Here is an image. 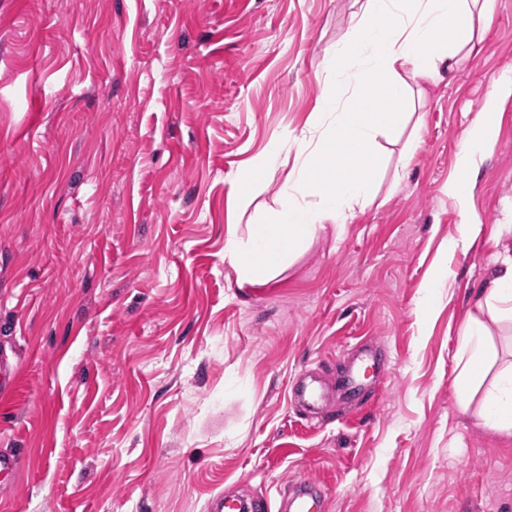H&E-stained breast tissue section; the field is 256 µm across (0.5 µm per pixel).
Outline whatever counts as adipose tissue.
I'll use <instances>...</instances> for the list:
<instances>
[{
	"label": "adipose tissue",
	"instance_id": "1",
	"mask_svg": "<svg viewBox=\"0 0 512 512\" xmlns=\"http://www.w3.org/2000/svg\"><path fill=\"white\" fill-rule=\"evenodd\" d=\"M494 0H363L349 39L325 63L326 89L311 121L280 139L245 168L240 194L271 173L281 152L296 167L278 209L256 220L247 236L228 228L224 260L242 281L266 279L325 225L344 228L371 198L378 138L395 132L420 76L453 75L488 28ZM496 114L483 112L463 139L458 163L473 171L490 139ZM354 175H344V167ZM452 386L461 412L492 431L512 434V260L489 280L477 310L459 331Z\"/></svg>",
	"mask_w": 512,
	"mask_h": 512
}]
</instances>
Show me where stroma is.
Segmentation results:
<instances>
[{
    "label": "stroma",
    "mask_w": 512,
    "mask_h": 512,
    "mask_svg": "<svg viewBox=\"0 0 512 512\" xmlns=\"http://www.w3.org/2000/svg\"><path fill=\"white\" fill-rule=\"evenodd\" d=\"M358 0H0V512H207L218 494L321 484L323 512H512V436L461 413L459 329L512 256V95L468 198L458 152L512 72V0L476 55L422 80L380 139L374 198L268 280L224 261L228 225L279 206L295 164L236 182L299 130ZM419 146L405 171L404 147ZM478 227L447 253L463 211ZM440 300L419 302L436 269ZM385 361L319 423L290 400Z\"/></svg>",
    "instance_id": "stroma-1"
}]
</instances>
